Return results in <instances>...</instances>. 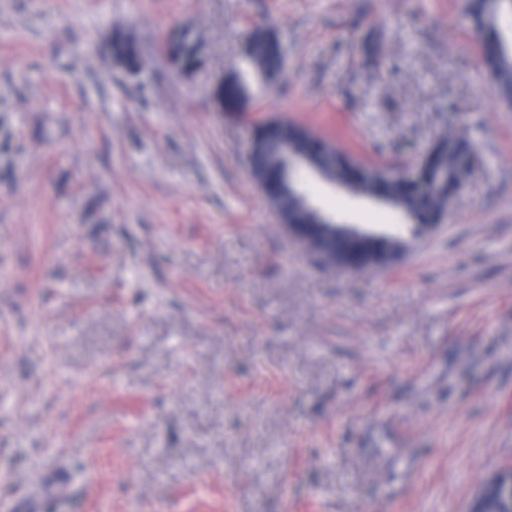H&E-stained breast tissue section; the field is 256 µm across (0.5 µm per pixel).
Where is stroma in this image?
<instances>
[{
	"label": "stroma",
	"instance_id": "stroma-1",
	"mask_svg": "<svg viewBox=\"0 0 512 512\" xmlns=\"http://www.w3.org/2000/svg\"><path fill=\"white\" fill-rule=\"evenodd\" d=\"M480 55L463 0H0V512H466L512 464V111ZM229 74L250 96L222 114ZM269 119L399 169L449 132L471 173L418 239L304 173L406 245L328 269L253 184ZM201 45L198 35L184 30L175 37L168 38L163 45V51L178 68H195L200 61L203 62ZM112 56L124 60L128 66L135 69L140 64V53L133 38L123 33H117L112 39ZM282 43L274 35L253 36L247 39L246 56L254 68L266 79L280 75L283 69ZM399 247H394L387 252L383 264H376L370 257H366L363 252H358L352 257L329 260L331 268L343 271L358 272L366 268L386 267L394 265L399 259L402 252Z\"/></svg>",
	"mask_w": 512,
	"mask_h": 512
}]
</instances>
